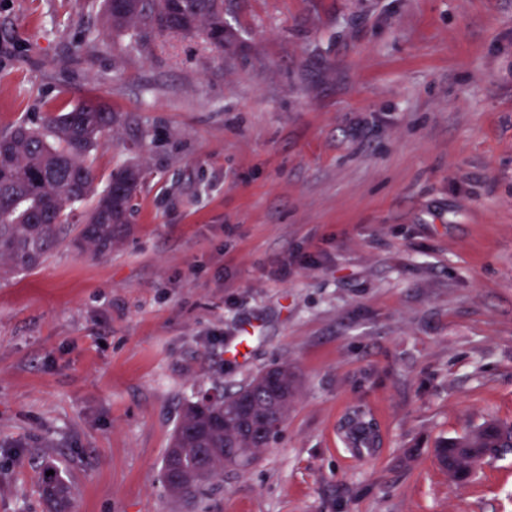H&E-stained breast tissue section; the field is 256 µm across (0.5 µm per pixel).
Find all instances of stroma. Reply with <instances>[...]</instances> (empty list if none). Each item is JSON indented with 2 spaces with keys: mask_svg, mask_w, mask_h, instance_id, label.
Returning <instances> with one entry per match:
<instances>
[{
  "mask_svg": "<svg viewBox=\"0 0 512 512\" xmlns=\"http://www.w3.org/2000/svg\"><path fill=\"white\" fill-rule=\"evenodd\" d=\"M102 7L0 0V130L100 102L98 184L142 171L110 254L0 277V512H49L48 464L74 512H512V451L464 485L435 458L512 428V0H224L220 50ZM276 364L278 437L172 497L192 389ZM340 441L347 452L355 458L375 455L379 451V438L369 422L350 419L343 428ZM488 431H492V437L484 436ZM498 444L497 448H512V429L505 431L494 422L485 423L474 428L460 437L446 439L440 442L435 448V456L438 464L443 466V456L448 455V448H466L465 450L475 456L476 461L482 460L478 455L476 448H487L490 445ZM497 448H490L485 457L496 451ZM484 457V458H485Z\"/></svg>",
  "mask_w": 512,
  "mask_h": 512,
  "instance_id": "35a3bbf8",
  "label": "stroma"
}]
</instances>
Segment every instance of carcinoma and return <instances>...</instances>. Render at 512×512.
<instances>
[{"mask_svg":"<svg viewBox=\"0 0 512 512\" xmlns=\"http://www.w3.org/2000/svg\"><path fill=\"white\" fill-rule=\"evenodd\" d=\"M112 32L141 44L152 33L183 35L203 30L224 47V0H105ZM112 112L93 102L52 113L39 125L18 123L0 132V273L11 275L44 263L61 243L76 204H95L72 241L78 249L112 252L128 224L131 201L141 172L129 166L112 172L98 189L87 158L98 137L112 127ZM288 365L263 371L233 393L189 401L164 458V482L174 496L194 499L226 467L249 464L266 447L276 423L288 416L295 397ZM340 441L361 458L379 451L372 425L351 419ZM512 448V429L485 423L435 448L438 464L450 448ZM43 496L50 512H71L72 491L59 475L43 476Z\"/></svg>","mask_w":512,"mask_h":512,"instance_id":"obj_1","label":"carcinoma"}]
</instances>
